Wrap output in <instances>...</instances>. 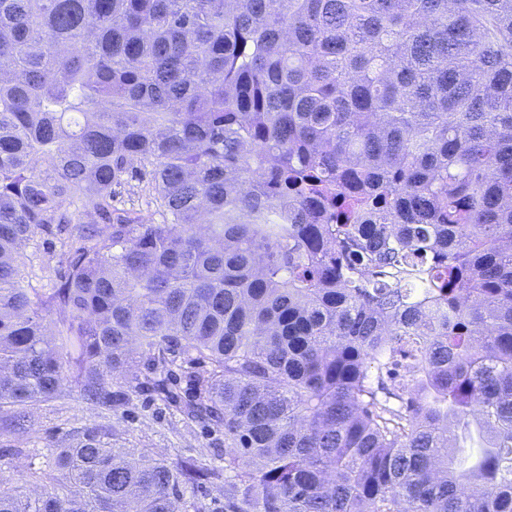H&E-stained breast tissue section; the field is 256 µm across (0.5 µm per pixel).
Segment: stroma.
Returning a JSON list of instances; mask_svg holds the SVG:
<instances>
[{"label": "stroma", "mask_w": 512, "mask_h": 512, "mask_svg": "<svg viewBox=\"0 0 512 512\" xmlns=\"http://www.w3.org/2000/svg\"><path fill=\"white\" fill-rule=\"evenodd\" d=\"M202 370L201 364L176 361L162 392L113 379L109 408L87 404L79 384L64 382L60 398L33 407L25 431L14 428L10 412L1 408L0 467L5 470L6 488L29 491L30 465L63 447L72 432L87 428L111 433L120 448H142L172 461L191 457L216 464L223 432L189 420L182 412L193 391V377Z\"/></svg>", "instance_id": "obj_1"}]
</instances>
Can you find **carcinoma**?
<instances>
[{"label":"carcinoma","instance_id":"carcinoma-1","mask_svg":"<svg viewBox=\"0 0 512 512\" xmlns=\"http://www.w3.org/2000/svg\"><path fill=\"white\" fill-rule=\"evenodd\" d=\"M175 347L224 466L85 429L0 512H512V0H0V408Z\"/></svg>","mask_w":512,"mask_h":512}]
</instances>
